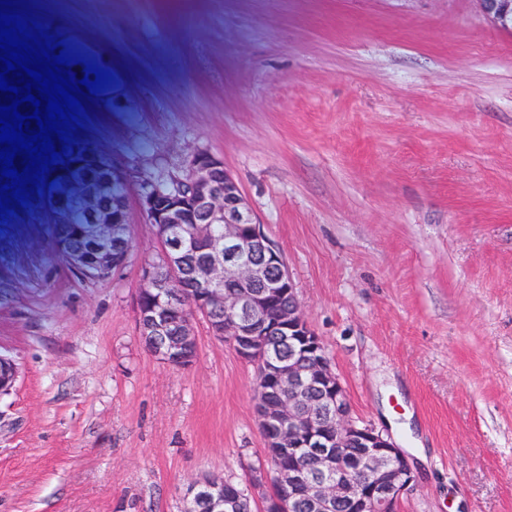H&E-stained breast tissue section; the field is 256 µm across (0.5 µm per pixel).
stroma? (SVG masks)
I'll list each match as a JSON object with an SVG mask.
<instances>
[{
    "label": "stroma",
    "instance_id": "35a3bbf8",
    "mask_svg": "<svg viewBox=\"0 0 512 512\" xmlns=\"http://www.w3.org/2000/svg\"><path fill=\"white\" fill-rule=\"evenodd\" d=\"M129 74L83 141L132 182L223 158L285 260L354 417L418 482L400 512H512V33L477 0H33ZM48 225L0 224V512H184L188 484L264 459L254 365L197 320L167 366L135 298Z\"/></svg>",
    "mask_w": 512,
    "mask_h": 512
}]
</instances>
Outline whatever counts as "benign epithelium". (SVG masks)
Segmentation results:
<instances>
[{"label":"benign epithelium","mask_w":512,"mask_h":512,"mask_svg":"<svg viewBox=\"0 0 512 512\" xmlns=\"http://www.w3.org/2000/svg\"><path fill=\"white\" fill-rule=\"evenodd\" d=\"M499 28L512 33V0H479ZM81 169L83 190L74 200L43 188L46 209L78 206L85 226L75 247L58 250L87 278H102L128 253L127 223L111 213L126 208L129 183L116 163L108 168L93 146ZM138 204L154 229L162 262L145 268L136 299L139 336L160 362L180 369L197 360L195 320L229 343L243 360L262 367L278 399L255 405L267 448H286L293 462L271 470L275 512H398L415 484L408 456L382 431L359 424L347 392L311 329L279 251L224 161L207 151L191 156L183 184L138 188ZM224 236L212 237V226ZM188 299L191 316L178 314ZM282 340L288 356L270 359ZM13 363L0 357V393L15 381ZM190 512H224V476L209 475L187 488Z\"/></svg>","instance_id":"7a95c632"}]
</instances>
